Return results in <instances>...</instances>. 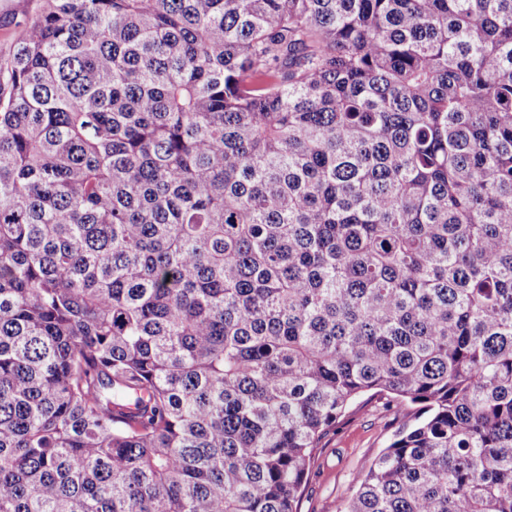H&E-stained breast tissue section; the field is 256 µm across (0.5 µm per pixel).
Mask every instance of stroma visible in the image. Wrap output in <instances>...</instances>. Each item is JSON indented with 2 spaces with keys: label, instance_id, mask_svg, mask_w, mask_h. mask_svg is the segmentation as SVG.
I'll return each mask as SVG.
<instances>
[{
  "label": "stroma",
  "instance_id": "obj_1",
  "mask_svg": "<svg viewBox=\"0 0 512 512\" xmlns=\"http://www.w3.org/2000/svg\"><path fill=\"white\" fill-rule=\"evenodd\" d=\"M40 0H0V56L22 37ZM410 421L386 401L363 397L322 440L301 502V512H336L372 460Z\"/></svg>",
  "mask_w": 512,
  "mask_h": 512
}]
</instances>
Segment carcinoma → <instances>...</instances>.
Masks as SVG:
<instances>
[{
    "label": "carcinoma",
    "instance_id": "cac0c4a2",
    "mask_svg": "<svg viewBox=\"0 0 512 512\" xmlns=\"http://www.w3.org/2000/svg\"><path fill=\"white\" fill-rule=\"evenodd\" d=\"M512 512V0H43L0 59V512ZM410 417L366 395L322 440L301 502L302 512H336L355 482Z\"/></svg>",
    "mask_w": 512,
    "mask_h": 512
}]
</instances>
